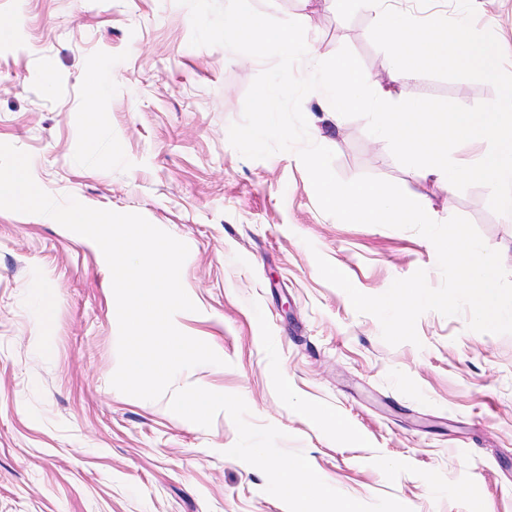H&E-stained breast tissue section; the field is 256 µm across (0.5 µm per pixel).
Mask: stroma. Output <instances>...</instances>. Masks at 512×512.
<instances>
[{
  "instance_id": "1",
  "label": "stroma",
  "mask_w": 512,
  "mask_h": 512,
  "mask_svg": "<svg viewBox=\"0 0 512 512\" xmlns=\"http://www.w3.org/2000/svg\"><path fill=\"white\" fill-rule=\"evenodd\" d=\"M251 4L303 18L317 60L349 47L392 101L495 97L485 82H388L365 10L346 21L332 0ZM474 5L512 73V0ZM1 23L13 34L0 41V143L29 153L55 198L141 214L186 243L181 280L197 309L179 328L223 363L183 371L156 401L113 388L116 303L99 254L60 225L0 210V512H288L277 477L301 461L332 512H512V334L429 311L420 345L391 346L321 277L319 255L367 295L420 268L442 282L415 231L324 213L295 153L249 160L230 145L265 62L191 45L176 0H0ZM95 68L107 84L91 99ZM325 109L319 92L303 100L340 179L389 180L437 221L469 219L512 274V221L486 187L415 177L365 119L334 126ZM198 387L223 391L224 406L196 422L168 413Z\"/></svg>"
}]
</instances>
